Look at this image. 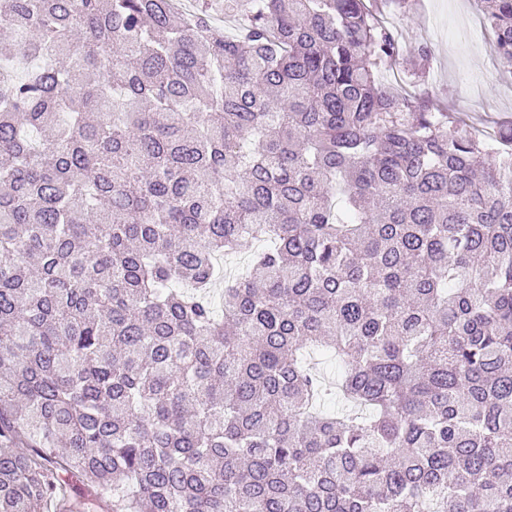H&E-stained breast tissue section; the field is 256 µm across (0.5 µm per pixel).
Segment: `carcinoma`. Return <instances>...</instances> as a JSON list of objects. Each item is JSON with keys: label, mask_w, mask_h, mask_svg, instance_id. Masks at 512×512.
I'll return each instance as SVG.
<instances>
[{"label": "carcinoma", "mask_w": 512, "mask_h": 512, "mask_svg": "<svg viewBox=\"0 0 512 512\" xmlns=\"http://www.w3.org/2000/svg\"><path fill=\"white\" fill-rule=\"evenodd\" d=\"M195 2L0 0V512H512V120L376 0Z\"/></svg>", "instance_id": "cac0c4a2"}]
</instances>
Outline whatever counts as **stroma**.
Here are the masks:
<instances>
[{"label": "stroma", "mask_w": 512, "mask_h": 512, "mask_svg": "<svg viewBox=\"0 0 512 512\" xmlns=\"http://www.w3.org/2000/svg\"><path fill=\"white\" fill-rule=\"evenodd\" d=\"M383 10L398 34L403 55L389 81L405 85L430 111L451 112L475 128L512 120V74L497 67L484 38L480 0H386ZM432 58L415 77L416 53Z\"/></svg>", "instance_id": "1"}]
</instances>
